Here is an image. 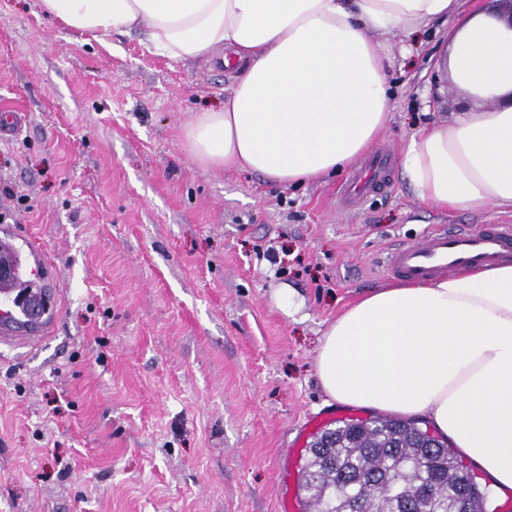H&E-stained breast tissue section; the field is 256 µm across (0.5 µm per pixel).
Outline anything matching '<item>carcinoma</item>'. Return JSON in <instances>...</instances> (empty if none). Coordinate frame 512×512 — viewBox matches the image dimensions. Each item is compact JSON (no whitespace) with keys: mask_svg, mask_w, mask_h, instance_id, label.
Segmentation results:
<instances>
[{"mask_svg":"<svg viewBox=\"0 0 512 512\" xmlns=\"http://www.w3.org/2000/svg\"><path fill=\"white\" fill-rule=\"evenodd\" d=\"M306 452V512H486V493L448 444L413 421L341 420Z\"/></svg>","mask_w":512,"mask_h":512,"instance_id":"cac0c4a2","label":"carcinoma"}]
</instances>
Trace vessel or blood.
Listing matches in <instances>:
<instances>
[{
	"instance_id": "obj_1",
	"label": "vessel or blood",
	"mask_w": 512,
	"mask_h": 512,
	"mask_svg": "<svg viewBox=\"0 0 512 512\" xmlns=\"http://www.w3.org/2000/svg\"><path fill=\"white\" fill-rule=\"evenodd\" d=\"M390 158H373L353 178L372 189L382 184ZM0 255L13 270L0 278V348L36 347L50 328L60 297L53 286V266L36 240L14 226L0 228ZM512 258V224H486L478 229L432 227L420 238L388 249L379 271L383 276L419 283L456 275L476 265Z\"/></svg>"
}]
</instances>
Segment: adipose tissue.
I'll return each mask as SVG.
<instances>
[{
	"label": "adipose tissue",
	"instance_id": "adipose-tissue-1",
	"mask_svg": "<svg viewBox=\"0 0 512 512\" xmlns=\"http://www.w3.org/2000/svg\"><path fill=\"white\" fill-rule=\"evenodd\" d=\"M91 37L146 26L151 52L234 60L224 106L184 134L211 168L288 186L353 165L392 104L379 43L437 20L467 107L412 134L401 169L437 209H512V21L466 0H37ZM495 100L486 110L483 100ZM315 367L326 401L419 422L468 459L497 501L512 495V263L373 289L330 323Z\"/></svg>",
	"mask_w": 512,
	"mask_h": 512
}]
</instances>
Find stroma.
<instances>
[{
  "instance_id": "35a3bbf8",
  "label": "stroma",
  "mask_w": 512,
  "mask_h": 512,
  "mask_svg": "<svg viewBox=\"0 0 512 512\" xmlns=\"http://www.w3.org/2000/svg\"><path fill=\"white\" fill-rule=\"evenodd\" d=\"M445 25L385 40L393 108L377 152L447 124ZM223 52L157 57L140 33L97 40L0 0V226L25 225L56 266L54 335L0 350V512H280L301 500L322 428L368 418L326 405L319 341L387 286L375 263L428 225L512 222V210L440 211L400 169L355 206L346 175L282 187L204 168L186 125L222 107ZM292 292L300 309L280 307Z\"/></svg>"
}]
</instances>
